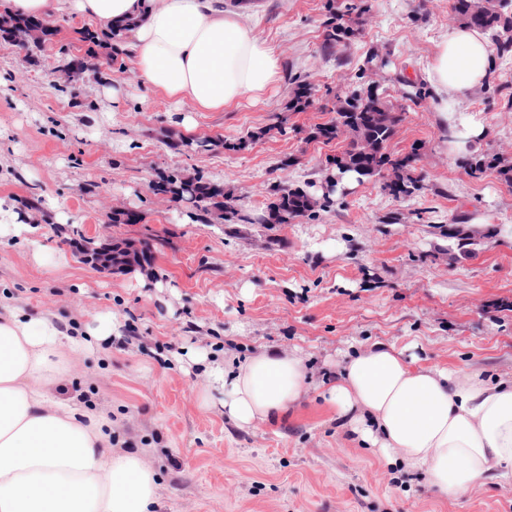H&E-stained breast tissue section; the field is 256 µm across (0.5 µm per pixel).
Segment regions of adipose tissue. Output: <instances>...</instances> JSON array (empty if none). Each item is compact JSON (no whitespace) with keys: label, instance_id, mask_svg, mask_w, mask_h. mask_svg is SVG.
<instances>
[{"label":"adipose tissue","instance_id":"ef3b65f1","mask_svg":"<svg viewBox=\"0 0 512 512\" xmlns=\"http://www.w3.org/2000/svg\"><path fill=\"white\" fill-rule=\"evenodd\" d=\"M17 14L82 17L123 32L127 55L154 92L194 112L259 98L279 60L224 0H9ZM490 51L476 29L450 27L428 63L443 119L449 102L483 88ZM112 313L68 332L48 314L0 312V512H157V478L135 453L112 448L101 414L48 397L64 352H83L118 332ZM207 386L243 430L285 416L309 391L306 364L268 349L211 362ZM337 418L390 464L420 471L453 497L477 479L512 476V383L476 372L415 365L381 342L356 351L322 393Z\"/></svg>","mask_w":512,"mask_h":512}]
</instances>
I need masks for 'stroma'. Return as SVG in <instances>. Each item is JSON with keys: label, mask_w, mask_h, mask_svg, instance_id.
Listing matches in <instances>:
<instances>
[{"label": "stroma", "mask_w": 512, "mask_h": 512, "mask_svg": "<svg viewBox=\"0 0 512 512\" xmlns=\"http://www.w3.org/2000/svg\"><path fill=\"white\" fill-rule=\"evenodd\" d=\"M348 2L226 0L273 49L280 78L258 101L192 113L189 132L123 54L97 56L72 94L58 65L84 56L85 21L58 20L34 57L0 41V198L21 214L34 202L65 215L72 231L163 240L147 280L78 262L49 224L41 240L53 254L41 264L31 247L0 240V301L70 326L105 311L121 319L120 337L68 355L48 393L109 417L113 449L156 471L159 512H512L511 479L484 477L448 498L421 473L395 474L321 397L324 373L375 341L422 366L512 379V184L469 168L512 158V74L498 61L488 85L449 103L456 125L486 129L469 146L449 141L432 97L411 102L401 89L421 81L457 25L450 0H369L352 15L355 36L327 47L323 22ZM374 54L388 64L370 75ZM301 84L309 97L296 110ZM371 86L405 114L388 150L415 155L418 190L396 197L357 179L338 184L316 216L258 223L281 180L323 192L346 141L313 132L332 119L338 92ZM205 139L213 147L199 148ZM173 170L233 191L250 222L205 221L156 194ZM116 212L137 221L113 223ZM215 348L300 352L307 398L279 421L237 428L222 392L202 393L192 360Z\"/></svg>", "instance_id": "stroma-1"}]
</instances>
